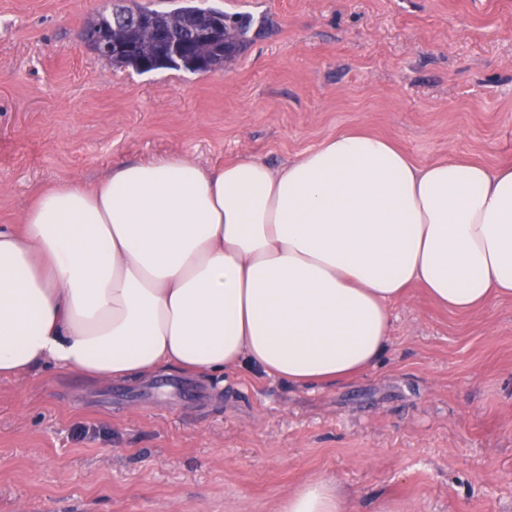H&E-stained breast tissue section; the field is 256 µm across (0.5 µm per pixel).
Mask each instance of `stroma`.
<instances>
[{"label": "stroma", "instance_id": "35a3bbf8", "mask_svg": "<svg viewBox=\"0 0 512 512\" xmlns=\"http://www.w3.org/2000/svg\"><path fill=\"white\" fill-rule=\"evenodd\" d=\"M114 0H0V226L121 161L271 167L336 133L415 162L512 165V0H134L250 16L217 73L118 69L82 39ZM387 350L331 387L241 367L204 401L48 366L0 380V512H278L311 477L354 512H512V298L460 313L421 286Z\"/></svg>", "mask_w": 512, "mask_h": 512}]
</instances>
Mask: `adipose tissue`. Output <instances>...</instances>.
Here are the masks:
<instances>
[{"label":"adipose tissue","instance_id":"obj_1","mask_svg":"<svg viewBox=\"0 0 512 512\" xmlns=\"http://www.w3.org/2000/svg\"><path fill=\"white\" fill-rule=\"evenodd\" d=\"M420 284L468 312L512 297V166L419 164L346 130L280 169L244 157L114 165L0 227V378L249 367L331 386L373 367ZM314 477L281 512H350Z\"/></svg>","mask_w":512,"mask_h":512}]
</instances>
